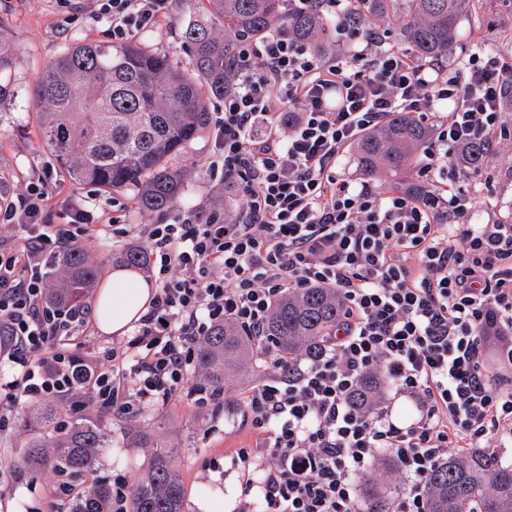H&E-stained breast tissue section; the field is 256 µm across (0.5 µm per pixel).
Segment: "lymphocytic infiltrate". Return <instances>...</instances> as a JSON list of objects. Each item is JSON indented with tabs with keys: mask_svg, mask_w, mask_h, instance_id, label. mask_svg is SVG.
Returning a JSON list of instances; mask_svg holds the SVG:
<instances>
[{
	"mask_svg": "<svg viewBox=\"0 0 512 512\" xmlns=\"http://www.w3.org/2000/svg\"><path fill=\"white\" fill-rule=\"evenodd\" d=\"M113 42L156 29L173 0H97ZM351 0H291L333 18L341 52L284 33L240 42L233 86L212 134L211 166L245 205L178 212L138 225L155 293L137 330L88 385L98 408L136 417L185 398L196 344L219 323L260 335L284 294L329 287L347 315L319 358L283 359L264 346L263 377L242 394L253 446L232 459L242 478L235 512H364L358 483L379 453L396 465L391 512H427L428 480L449 453L512 447V225L473 223L466 150L506 135L512 55L421 61L386 47ZM295 112L283 122L284 112ZM427 123L416 196L354 186L336 160L393 113ZM44 179L0 193V223L25 228L24 248L0 247V400L76 386L66 350L86 310L44 299L50 257L97 230L74 206L50 223ZM495 349L501 368L485 364ZM387 390L368 407L350 396L368 375ZM412 401L400 424L392 403Z\"/></svg>",
	"mask_w": 512,
	"mask_h": 512,
	"instance_id": "obj_1",
	"label": "lymphocytic infiltrate"
}]
</instances>
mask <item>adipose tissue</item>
<instances>
[{"label": "adipose tissue", "mask_w": 512, "mask_h": 512, "mask_svg": "<svg viewBox=\"0 0 512 512\" xmlns=\"http://www.w3.org/2000/svg\"><path fill=\"white\" fill-rule=\"evenodd\" d=\"M152 297L150 285L133 269H115L97 291L94 302L96 325L107 335L125 333L145 313Z\"/></svg>", "instance_id": "1"}]
</instances>
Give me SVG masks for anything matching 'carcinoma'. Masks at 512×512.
<instances>
[{
    "label": "carcinoma",
    "mask_w": 512,
    "mask_h": 512,
    "mask_svg": "<svg viewBox=\"0 0 512 512\" xmlns=\"http://www.w3.org/2000/svg\"><path fill=\"white\" fill-rule=\"evenodd\" d=\"M363 19H402L405 50L420 60L444 57L459 40V21L474 9L473 0H354ZM330 20L311 12L288 10V0H206L182 32L188 60L179 66L134 39L122 44L90 41L68 48L33 88L41 112V137L58 166L79 186L136 191L145 212H163L178 200L183 173L170 162L209 121L211 100L224 97L226 69L237 44L285 32L318 48ZM15 52L0 22V101L13 96L7 81ZM427 138V127L404 112L369 130L355 146L358 167L377 178L397 176L411 165ZM124 264L147 268V253L130 246L112 255ZM50 300L84 304L99 266L71 245L48 265ZM346 303L333 288H307L282 296L265 324L264 336L244 335L226 323L202 337L196 351V377L205 397L214 400L231 374L247 368L254 347L266 342L285 358L315 357L345 319ZM135 448L152 453L136 477L129 512H184L186 490L175 465L177 449L161 442L153 427L125 423ZM106 433L93 423L77 422L46 441L30 439L22 466L38 475L52 470L79 476L93 470ZM112 490L99 485L79 497L72 512H110ZM428 512H512V464L499 463L484 449L450 455L429 481Z\"/></svg>",
    "instance_id": "cac0c4a2"
}]
</instances>
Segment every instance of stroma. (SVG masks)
<instances>
[{
  "mask_svg": "<svg viewBox=\"0 0 512 512\" xmlns=\"http://www.w3.org/2000/svg\"><path fill=\"white\" fill-rule=\"evenodd\" d=\"M198 6L197 0H174L166 23L141 33L150 49L173 58H183L182 28ZM94 0H0V18L8 22V34L16 49V63L9 76L14 98L0 104V188L19 193L29 180L50 171L47 192L51 223H63L68 206L94 205L100 223L119 217L124 224H154L157 213H146L135 203L131 191L112 192L72 184L57 168L42 144L40 111L31 91L43 72L70 46L89 40H106V22L96 19ZM494 30L502 52H512V0H479V9L463 18L460 37L452 54L461 57L480 42L487 30ZM215 151L210 130H202L189 142L173 165L185 172V188L177 209L209 208L216 200L227 199L238 206V197H225L209 162ZM471 191L481 222L512 224V138L494 139L491 161ZM115 335L100 333L94 321H86L70 341L67 350L75 360L97 370L113 346ZM55 403L62 424L91 421L108 434V447L100 449L91 474L73 479L79 491L95 484L110 487L132 482L147 466L150 451L131 447L121 417L98 410L87 401L85 389L59 395ZM35 401L0 404V512H70L73 498L53 494L62 478L47 471L32 475L21 462L32 435L25 419L33 415ZM162 421L161 439L178 447L177 465L185 482V512H203L202 502L224 504L233 512L240 495L238 471L231 462L235 449L251 445L253 435L245 423L243 408L225 415L220 404H198L180 400L149 410L140 423Z\"/></svg>",
  "mask_w": 512,
  "mask_h": 512,
  "instance_id": "obj_1",
  "label": "stroma"
}]
</instances>
